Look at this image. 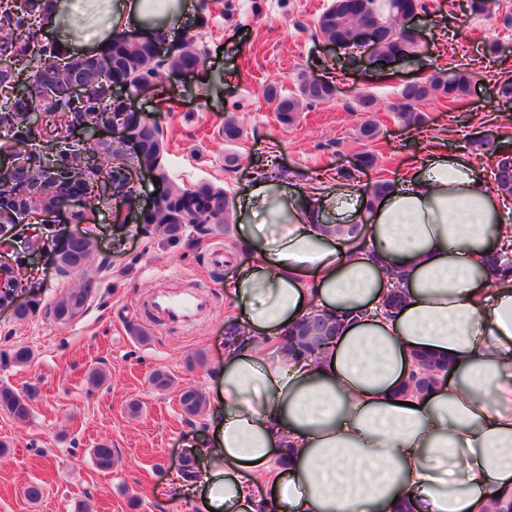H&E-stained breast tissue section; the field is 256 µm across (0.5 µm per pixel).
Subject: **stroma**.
<instances>
[{
	"label": "stroma",
	"mask_w": 512,
	"mask_h": 512,
	"mask_svg": "<svg viewBox=\"0 0 512 512\" xmlns=\"http://www.w3.org/2000/svg\"><path fill=\"white\" fill-rule=\"evenodd\" d=\"M327 0H211V11L191 9L179 32L196 36L206 51L202 74L162 79L139 97L135 110L155 120L165 138L164 161L180 185L207 181L232 196L250 184L249 160L257 147L276 152L277 166L288 176L311 182L353 169L365 145L358 130L365 115L359 94L378 101L373 117L380 135L372 148L379 170L359 172L371 183L378 174L402 176L413 160L405 148V127L390 109L402 81L431 67L461 66L472 74L471 97L449 105L436 100L423 108L427 139H447L452 150H464L477 168L490 170L491 152L476 151L477 133L512 136V107L495 93V83L512 61V0H497L491 16L466 17L463 0H433L421 20L418 60L392 73L368 69L365 48L340 49L314 29ZM500 50L491 53L488 41ZM334 82L331 101L305 107L294 126H283L264 103L265 85L294 93L301 77ZM234 119L242 138L229 145L222 130ZM237 162L227 166L226 152ZM97 257L108 266L81 320L56 323L42 313L24 322L0 312V352L16 346L31 349L26 366L0 364V384L23 392L36 390L28 420L0 412V512H199L193 498L177 497L166 487L181 470L192 446L209 444L208 414L187 416L179 392L199 387L211 405L221 401L217 372L224 354V321L233 302L225 278L246 255L234 225L212 235L191 233L175 247L161 246L146 235L126 202L100 205L90 223L79 225ZM25 285L53 304L68 289L79 287V274H59L48 258L36 253L23 266ZM196 288L207 308L190 324L163 320L150 305L159 290ZM145 328L150 339L138 342L130 325ZM99 366L108 373L98 389L85 375ZM168 371L174 383L154 389V370ZM141 406L130 414L131 402ZM108 444L118 459L99 469L92 450ZM41 483L43 498L30 501L29 483Z\"/></svg>",
	"instance_id": "1"
}]
</instances>
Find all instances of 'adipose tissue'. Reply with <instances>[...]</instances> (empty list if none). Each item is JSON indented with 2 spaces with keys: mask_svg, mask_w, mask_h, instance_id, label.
<instances>
[{
  "mask_svg": "<svg viewBox=\"0 0 512 512\" xmlns=\"http://www.w3.org/2000/svg\"><path fill=\"white\" fill-rule=\"evenodd\" d=\"M151 0H52L46 30L95 53L142 28ZM92 21L62 37L64 20ZM236 200L250 257L227 284L235 302L218 372L213 445L193 451L199 478H176L201 512H487L512 493V276L488 261L512 207L466 156L417 150L391 192L368 204L359 181L307 197L255 160ZM367 212L363 242L326 227ZM401 308L376 307L392 279ZM315 306L340 317L319 362L278 349ZM451 361L436 387L398 404L415 354Z\"/></svg>",
  "mask_w": 512,
  "mask_h": 512,
  "instance_id": "1",
  "label": "adipose tissue"
}]
</instances>
